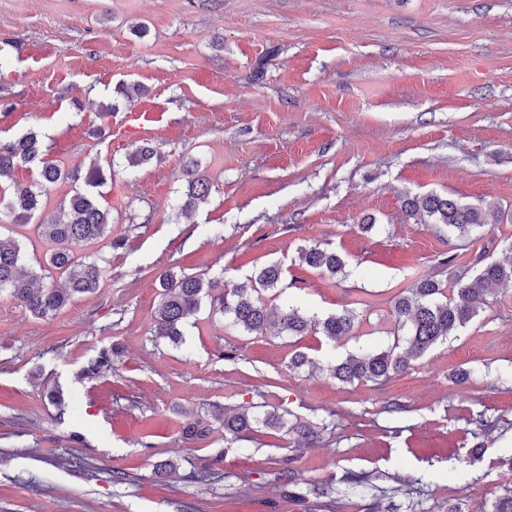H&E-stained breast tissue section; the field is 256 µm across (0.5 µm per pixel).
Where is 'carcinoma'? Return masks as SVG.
I'll return each mask as SVG.
<instances>
[{"label":"carcinoma","mask_w":512,"mask_h":512,"mask_svg":"<svg viewBox=\"0 0 512 512\" xmlns=\"http://www.w3.org/2000/svg\"><path fill=\"white\" fill-rule=\"evenodd\" d=\"M40 135L30 130L13 141L0 144V180L9 179L18 166L40 160ZM154 148L145 143L125 157V166L134 170L147 164ZM70 173L57 164H42L37 179L26 185L14 184L9 196L0 194V214L8 223L24 228L42 210V197L47 188L69 179ZM112 177V162L107 166L92 164L83 175V186L74 191L68 201L47 223L36 225L46 240L45 260L38 262L39 270L58 273L63 284L42 283L44 277L36 271L22 272L25 253L21 243L13 239L0 240V291L25 307L35 317H45L66 307L75 297L94 292L100 284L103 270L78 253L81 247L109 240V246H119L112 239V211L97 200L99 188ZM184 191L178 211L187 216L205 201L212 184L197 160L183 161ZM403 207L408 218L423 224H444L465 238L485 224H497L501 217L481 204L465 203L447 195L429 193L407 197ZM302 261L334 277L345 274L346 262L335 250L311 246L301 252ZM474 273L454 274L443 281L437 276L417 279L392 299L394 326L386 347L380 350L360 349L347 354L332 367L333 376L342 383L385 381L409 368L435 345L448 340L455 331L466 327L483 309L487 287L491 284L512 285V248L502 257L478 260ZM280 264L270 263L245 281L228 285L222 277L205 278L199 275L175 274L167 271L159 278V301L155 311L156 338L178 345L183 342L184 325L197 315L202 302L209 301L215 312L230 318L232 326L247 333H262L269 327L288 337L305 336L315 331L331 342L354 336L357 314L344 307L319 319L308 316L300 308L272 305L285 288ZM290 367L314 371L319 361L305 352H295ZM112 369V348H104L84 375L95 377ZM224 431L245 434L261 427L280 428L282 417L276 414L235 412L223 410Z\"/></svg>","instance_id":"1"}]
</instances>
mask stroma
<instances>
[{
	"label": "stroma",
	"mask_w": 512,
	"mask_h": 512,
	"mask_svg": "<svg viewBox=\"0 0 512 512\" xmlns=\"http://www.w3.org/2000/svg\"><path fill=\"white\" fill-rule=\"evenodd\" d=\"M122 83L144 97L104 114ZM30 129L46 162L111 159L100 203L123 246L86 247L100 286L56 314L0 291V512H485L512 489V286L386 383L330 374L386 345L393 296L442 259L512 245V0H0V141ZM187 157L213 187L186 218ZM432 191L503 219L467 239L409 219L404 197ZM315 244L345 275L300 262ZM273 262L283 300L354 307L357 338L247 335L205 305L181 345L156 339L160 273ZM109 346L112 371L82 377ZM298 350L321 370L290 371ZM258 405L288 428L225 434L218 409ZM298 425L319 434L300 454ZM203 467L216 479L189 483Z\"/></svg>",
	"instance_id": "35a3bbf8"
}]
</instances>
